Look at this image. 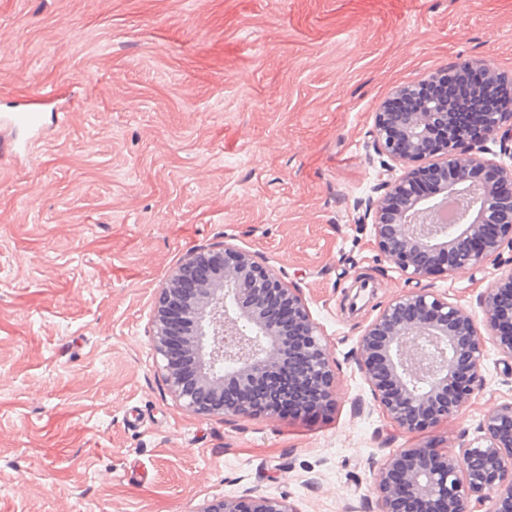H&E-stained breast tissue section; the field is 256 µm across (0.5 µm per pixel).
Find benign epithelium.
Wrapping results in <instances>:
<instances>
[{"label":"benign epithelium","instance_id":"1","mask_svg":"<svg viewBox=\"0 0 512 512\" xmlns=\"http://www.w3.org/2000/svg\"><path fill=\"white\" fill-rule=\"evenodd\" d=\"M462 67L501 76L486 59ZM442 81L453 83L446 69L396 94ZM449 109L433 97L423 111L375 115L374 152L387 158L388 172L397 163L404 169L375 187L380 195L368 198L362 223H371L379 255L409 280L467 272L512 252V166L483 157L489 142L512 152V107L482 112L470 127L453 125ZM429 180L438 193H420ZM450 198L458 220L436 223ZM478 305L480 318L429 288L413 289L360 336L353 359L400 431L420 435L452 420L483 382L487 345L512 361V272L490 283ZM151 340L168 389L200 418H277L286 407L307 417L334 404L336 367L300 288L237 245L197 251L175 268L160 290ZM373 494L377 512H404L406 503L413 512H512V401L489 410L457 454L431 441L390 454L373 470ZM197 512L298 510L285 496L244 493L207 500Z\"/></svg>","mask_w":512,"mask_h":512}]
</instances>
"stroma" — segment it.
Wrapping results in <instances>:
<instances>
[{
  "label": "stroma",
  "mask_w": 512,
  "mask_h": 512,
  "mask_svg": "<svg viewBox=\"0 0 512 512\" xmlns=\"http://www.w3.org/2000/svg\"><path fill=\"white\" fill-rule=\"evenodd\" d=\"M512 77V0H0V113L39 93L42 131L0 157V512H196L285 496L371 512L373 469L414 436L374 406L352 353L421 286L477 311L503 263L414 283L360 223L384 178L375 114L472 59ZM232 243L301 289L336 363L315 418H199L151 329L190 253ZM484 382L427 434L459 451L512 400Z\"/></svg>",
  "instance_id": "stroma-1"
}]
</instances>
